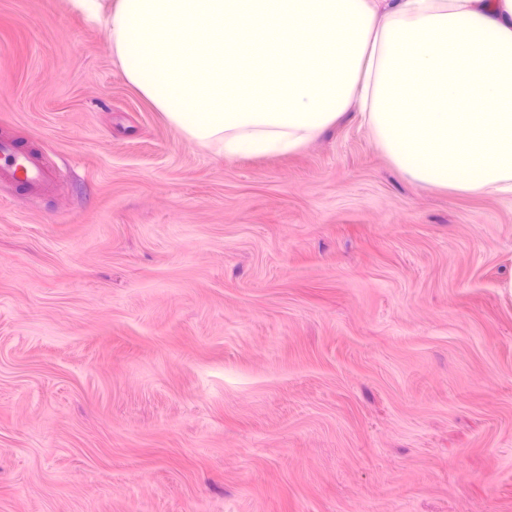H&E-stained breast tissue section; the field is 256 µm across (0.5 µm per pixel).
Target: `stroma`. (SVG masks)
<instances>
[{
	"label": "stroma",
	"instance_id": "obj_1",
	"mask_svg": "<svg viewBox=\"0 0 512 512\" xmlns=\"http://www.w3.org/2000/svg\"><path fill=\"white\" fill-rule=\"evenodd\" d=\"M0 512H512V195L356 112L189 142L68 0H0ZM0 173L30 193L51 190V182L40 159L34 153L16 148L11 142H0Z\"/></svg>",
	"mask_w": 512,
	"mask_h": 512
}]
</instances>
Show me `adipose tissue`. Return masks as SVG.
Returning <instances> with one entry per match:
<instances>
[{"instance_id": "ef3b65f1", "label": "adipose tissue", "mask_w": 512, "mask_h": 512, "mask_svg": "<svg viewBox=\"0 0 512 512\" xmlns=\"http://www.w3.org/2000/svg\"><path fill=\"white\" fill-rule=\"evenodd\" d=\"M126 81L227 159L358 109L412 182L512 195V0H70Z\"/></svg>"}]
</instances>
